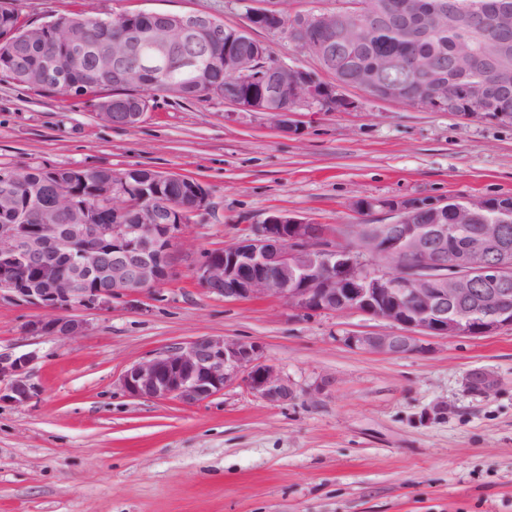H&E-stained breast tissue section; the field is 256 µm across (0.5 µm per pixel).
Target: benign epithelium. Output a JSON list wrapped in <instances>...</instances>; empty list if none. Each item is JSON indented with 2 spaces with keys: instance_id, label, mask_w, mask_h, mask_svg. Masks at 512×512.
<instances>
[{
  "instance_id": "benign-epithelium-1",
  "label": "benign epithelium",
  "mask_w": 512,
  "mask_h": 512,
  "mask_svg": "<svg viewBox=\"0 0 512 512\" xmlns=\"http://www.w3.org/2000/svg\"><path fill=\"white\" fill-rule=\"evenodd\" d=\"M265 7L249 9L253 19L284 16L283 0H263ZM387 10L396 18L421 16L427 26L469 27L482 37L481 56L500 57L502 20L512 13V0H487L474 13L460 12L434 2L391 0ZM338 16L353 18L351 29H368L380 22L374 9L354 11L343 2L333 10L319 9L292 19L290 38L319 61L346 40V26H336ZM148 28L131 27L119 47L100 39L91 44L86 31L68 18H56L52 28L66 48V63L50 60L39 67L25 63L26 38L20 34L6 44L19 78L39 87L56 86L68 74L129 83L131 71L157 78L179 75L203 87L212 69L211 48L224 41V22L201 12L175 15L150 14ZM317 29L321 38L312 41ZM260 55L235 48L224 51V69L242 84L257 83L258 98H227L242 112H264L287 132L298 130L293 121L303 107L324 106L333 112L357 107L346 95L357 88L372 98L399 101V91L379 92L373 76L361 72L350 80L335 76L320 81L311 72L287 63L263 43ZM413 69L443 70L442 63L425 54L407 60ZM293 100L290 108L284 102ZM100 120L133 127L143 118L142 104L111 101ZM177 185L185 196L181 203L163 187ZM23 192L12 169L0 170V212L13 217L0 224V300L36 307L47 318L33 333L76 336L78 321L66 313L108 310L112 300L151 292L174 276L172 253L192 217L209 207L202 185L174 173H161L150 183H134L126 175L97 181L98 203H112V217L126 209L117 203L137 201L134 224H103L97 208L75 200L53 198L47 207L63 210L65 224H37L42 208L20 209ZM459 212L478 218L487 209L482 196L460 199ZM383 209L393 215L388 224H356L332 235L321 224L276 214L267 217L254 235L206 254L196 278L209 293L226 300L270 296L283 299L299 312H359L399 328L389 334L348 335L340 341L351 349L388 356L423 353L422 338L462 335L483 336L512 326V199L503 204L500 220L484 224L448 223V206L431 202L425 208L408 200H390ZM36 353L20 356L0 353V402H26L37 390L28 367ZM234 382L269 402L286 401L294 389L275 366L262 360L261 349L222 336H202L185 346L148 356L132 364L121 386L133 397L184 404L204 401ZM468 384L487 393L494 376L477 371Z\"/></svg>"
}]
</instances>
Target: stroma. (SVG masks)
<instances>
[{
	"label": "stroma",
	"mask_w": 512,
	"mask_h": 512,
	"mask_svg": "<svg viewBox=\"0 0 512 512\" xmlns=\"http://www.w3.org/2000/svg\"><path fill=\"white\" fill-rule=\"evenodd\" d=\"M39 25L98 16L202 12L247 24L242 0H0ZM351 112L302 108L299 131L223 100L153 94L132 128L93 99L0 81V166L175 172L210 207L152 292L78 310L75 337L32 334L43 311L0 301V351L36 352L37 395L0 402V512H512V327L430 337L419 354L346 347L391 332L358 312L303 313L275 298L224 300L195 269L270 215L329 228L384 224L366 199L512 197V124L351 93ZM201 336L260 346L295 389L270 402L234 383L200 403L135 398L133 363ZM496 379L471 391L470 373Z\"/></svg>",
	"instance_id": "stroma-1"
}]
</instances>
